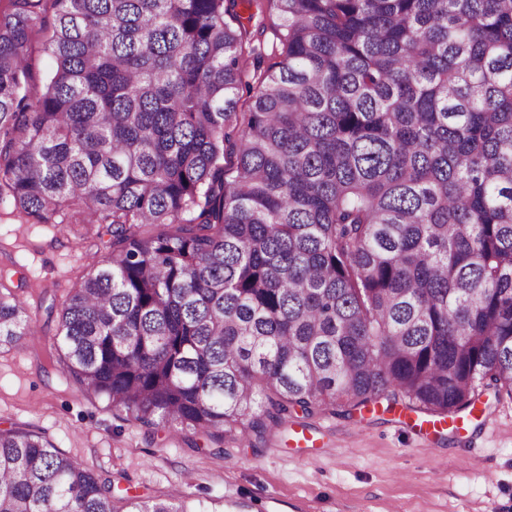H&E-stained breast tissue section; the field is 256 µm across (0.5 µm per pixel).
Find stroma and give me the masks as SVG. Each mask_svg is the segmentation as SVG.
<instances>
[{
  "label": "stroma",
  "instance_id": "35a3bbf8",
  "mask_svg": "<svg viewBox=\"0 0 512 512\" xmlns=\"http://www.w3.org/2000/svg\"><path fill=\"white\" fill-rule=\"evenodd\" d=\"M105 251L97 229L28 224L0 201V272L35 314L30 346L0 348V428L43 433L116 492L183 497L210 512H512V396L486 413L433 430L422 414L377 406L353 416L300 414L270 428L263 444H215L190 433L149 430L46 375L43 346L82 271Z\"/></svg>",
  "mask_w": 512,
  "mask_h": 512
}]
</instances>
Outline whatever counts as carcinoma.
I'll return each instance as SVG.
<instances>
[{
  "mask_svg": "<svg viewBox=\"0 0 512 512\" xmlns=\"http://www.w3.org/2000/svg\"><path fill=\"white\" fill-rule=\"evenodd\" d=\"M5 197L106 226L45 358L148 428L246 442L298 411L402 397L441 422L512 395V0H8ZM0 512L210 510L117 499L11 426Z\"/></svg>",
  "mask_w": 512,
  "mask_h": 512,
  "instance_id": "carcinoma-1",
  "label": "carcinoma"
}]
</instances>
